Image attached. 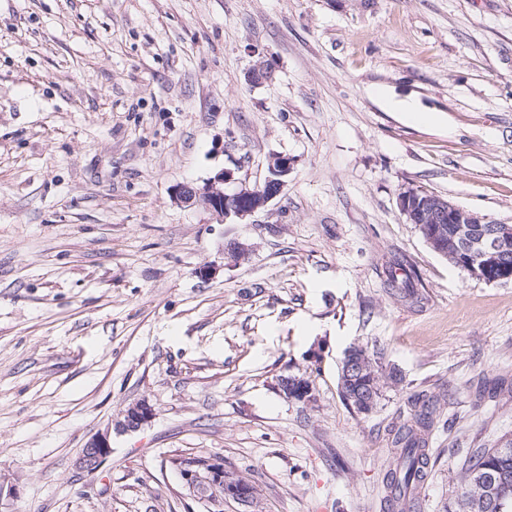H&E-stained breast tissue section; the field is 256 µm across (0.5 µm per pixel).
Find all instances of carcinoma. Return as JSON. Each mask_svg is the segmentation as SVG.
<instances>
[{
    "label": "carcinoma",
    "mask_w": 512,
    "mask_h": 512,
    "mask_svg": "<svg viewBox=\"0 0 512 512\" xmlns=\"http://www.w3.org/2000/svg\"><path fill=\"white\" fill-rule=\"evenodd\" d=\"M414 405L419 411L413 423L397 429L394 439L397 451L386 473L391 507L402 503L427 475L423 433L431 426L434 404L430 399L417 398ZM492 499L496 505L491 509ZM458 505L459 512H512V440L504 449L483 448L468 458Z\"/></svg>",
    "instance_id": "carcinoma-1"
}]
</instances>
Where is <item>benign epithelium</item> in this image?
<instances>
[{"label": "benign epithelium", "mask_w": 512, "mask_h": 512, "mask_svg": "<svg viewBox=\"0 0 512 512\" xmlns=\"http://www.w3.org/2000/svg\"><path fill=\"white\" fill-rule=\"evenodd\" d=\"M291 161L284 155H273L268 161V175L262 185L253 188L235 185L233 172L226 169L217 173L203 186L182 184L173 191L174 200L186 206L201 205L216 215L243 221L265 209L279 197L285 187V177ZM400 209L406 221L416 225L425 242L438 254L454 263L459 255H474L469 263V277L483 279L492 266L512 257V226L499 224L465 209L445 197L417 190L401 193ZM456 225L455 234L448 236V225ZM483 224L485 231L479 241H471V225ZM369 368L368 359L361 349L351 347L344 353L341 373L348 381L362 376ZM381 387L372 383L368 388L355 391L354 400L358 413L367 415L377 404ZM154 409L145 400L127 407L118 428L134 431L148 423ZM110 432L92 436L83 446L78 459L80 469L95 473L111 454ZM185 487L193 496L213 506L210 512H223L225 498H231L251 512L256 502V489L237 474L224 469V458L216 455L184 456L171 460Z\"/></svg>", "instance_id": "7a95c632"}]
</instances>
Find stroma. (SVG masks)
I'll return each mask as SVG.
<instances>
[{
	"label": "stroma",
	"mask_w": 512,
	"mask_h": 512,
	"mask_svg": "<svg viewBox=\"0 0 512 512\" xmlns=\"http://www.w3.org/2000/svg\"><path fill=\"white\" fill-rule=\"evenodd\" d=\"M274 154L285 190L246 220L173 199L261 183ZM410 189L512 224V0H0V512H208L169 465L187 454L258 512H392L422 394L415 512H453L465 456L512 438V281L433 251ZM404 278L421 305L389 294ZM352 346L402 377L368 415L339 394ZM413 404L415 408L419 405L420 410L414 415L413 424L404 423L397 429L394 443L398 448L386 473V485L390 493L388 502L391 507L401 504L415 487L413 497L418 496L421 490L419 486L427 475L429 459L423 452L425 439L422 433L431 426L434 404L433 400L420 397ZM154 415V409L146 401L141 400L127 407L123 413V420L119 421L118 428L122 431H134L148 423ZM111 452L109 432L97 433L83 446L78 459V465L80 469L87 473H95L99 471Z\"/></svg>",
	"instance_id": "1"
}]
</instances>
